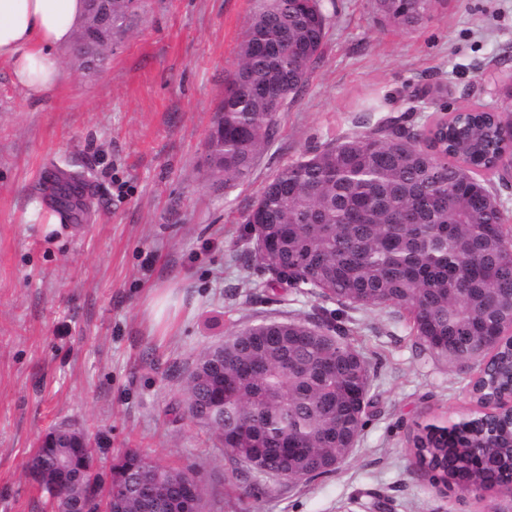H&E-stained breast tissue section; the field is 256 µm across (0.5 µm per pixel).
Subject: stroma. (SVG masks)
<instances>
[{"label":"stroma","mask_w":512,"mask_h":512,"mask_svg":"<svg viewBox=\"0 0 512 512\" xmlns=\"http://www.w3.org/2000/svg\"><path fill=\"white\" fill-rule=\"evenodd\" d=\"M306 89L250 175L213 183L205 142L258 0H140L131 29L94 73L65 75L29 100L0 63V512H49L26 468L56 424L99 454L137 448L192 470L207 512H512L421 480L408 451L420 425L468 413L466 382L416 355L391 310H351L374 366L375 401L350 457L315 480L261 477L242 504L224 450L185 411L200 352L241 327L319 312L320 300L267 287L240 252L245 213L309 149L389 116L419 126L415 91L443 87L445 112L499 102L512 80V0H447L413 31L376 23L373 0H335ZM69 160L92 174L83 223H61L44 177Z\"/></svg>","instance_id":"35a3bbf8"}]
</instances>
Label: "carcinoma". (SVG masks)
I'll return each mask as SVG.
<instances>
[{
    "label": "carcinoma",
    "instance_id": "carcinoma-1",
    "mask_svg": "<svg viewBox=\"0 0 512 512\" xmlns=\"http://www.w3.org/2000/svg\"><path fill=\"white\" fill-rule=\"evenodd\" d=\"M440 0H374L377 23L415 30ZM135 0H112V34L131 28ZM330 24L324 0H261L224 79V102L205 162L228 188L246 178L275 140L278 114L296 101L320 59ZM512 144L491 113H460L448 130L412 132L384 122L300 156L271 178L243 216L245 263L269 280L338 305L313 318L262 322L206 348L187 380L186 410L218 435L243 496L275 475L315 479L350 455L370 406L374 368L353 342L348 309L405 314L415 350L466 373L493 355L487 393L512 384V249L496 195L478 177ZM86 177L60 171L47 189L65 224L88 208ZM261 239L272 250H259ZM512 428L476 415L438 436L415 435L412 452L430 478L477 495L512 485ZM68 453L87 512H184L191 483L198 512L204 488L188 469L128 448L102 471L88 443ZM57 449L29 463L46 471ZM53 507L74 490L61 482Z\"/></svg>",
    "mask_w": 512,
    "mask_h": 512
}]
</instances>
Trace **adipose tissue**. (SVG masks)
<instances>
[{
	"label": "adipose tissue",
	"mask_w": 512,
	"mask_h": 512,
	"mask_svg": "<svg viewBox=\"0 0 512 512\" xmlns=\"http://www.w3.org/2000/svg\"><path fill=\"white\" fill-rule=\"evenodd\" d=\"M84 9V0H0V62L28 98L60 82V52L74 41Z\"/></svg>",
	"instance_id": "ef3b65f1"
}]
</instances>
